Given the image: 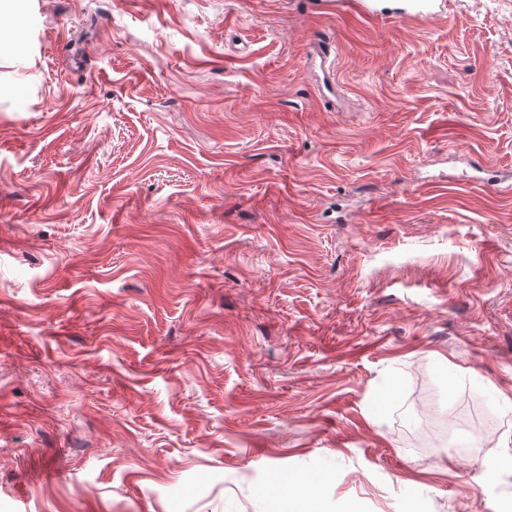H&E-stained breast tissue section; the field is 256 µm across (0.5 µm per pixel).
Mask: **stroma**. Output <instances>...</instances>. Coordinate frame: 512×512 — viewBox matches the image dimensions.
<instances>
[{
  "mask_svg": "<svg viewBox=\"0 0 512 512\" xmlns=\"http://www.w3.org/2000/svg\"><path fill=\"white\" fill-rule=\"evenodd\" d=\"M335 2L0 11V512L512 502V0ZM273 482L279 491L280 499H288L294 512H320L319 492L325 479L320 477H300L276 474Z\"/></svg>",
  "mask_w": 512,
  "mask_h": 512,
  "instance_id": "1",
  "label": "stroma"
}]
</instances>
